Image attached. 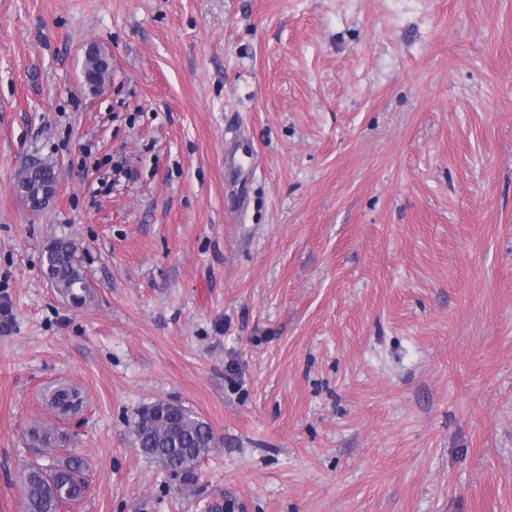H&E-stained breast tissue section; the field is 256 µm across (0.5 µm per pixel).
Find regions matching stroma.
I'll return each mask as SVG.
<instances>
[{"label":"stroma","mask_w":512,"mask_h":512,"mask_svg":"<svg viewBox=\"0 0 512 512\" xmlns=\"http://www.w3.org/2000/svg\"><path fill=\"white\" fill-rule=\"evenodd\" d=\"M0 300V512L71 455L60 512H512V0H0ZM159 399L218 440L195 493ZM18 191L28 196L34 205L41 203L44 199L48 201L53 198L58 189V177L54 179L28 180L18 179ZM46 275L59 293L75 304H84L91 296V287L78 256L74 239L67 234L54 237L45 248ZM134 444L140 453L194 490L196 465L215 448L211 427L183 405L157 400L144 406L134 421Z\"/></svg>","instance_id":"35a3bbf8"}]
</instances>
